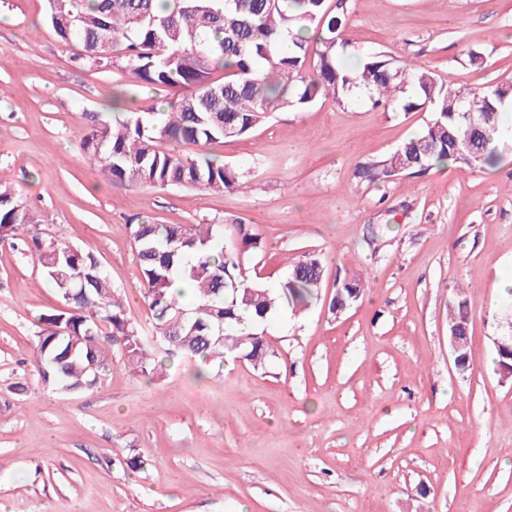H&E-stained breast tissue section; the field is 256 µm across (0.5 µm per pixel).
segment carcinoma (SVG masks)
Instances as JSON below:
<instances>
[{
	"mask_svg": "<svg viewBox=\"0 0 512 512\" xmlns=\"http://www.w3.org/2000/svg\"><path fill=\"white\" fill-rule=\"evenodd\" d=\"M48 20L75 59L91 67H118L148 87L183 91L162 124L129 112L112 99L113 118H97L80 139L82 150L115 183L193 187L210 192L246 189L236 166L188 157L162 143L201 144L245 137L269 115L304 108L319 99L350 105L363 92L373 106L425 110L432 119L384 159L363 164L356 176L380 185L407 172L448 161L470 170L496 166L509 147L492 137L501 110L512 101V83L452 88L426 67L366 52L345 64L346 0H47ZM73 19L69 29L57 17ZM315 58L314 67L308 59ZM480 118L477 129L469 115ZM14 189L0 184V233L31 235L45 284L64 308L38 318L35 370L45 386L67 393L94 387L112 362L152 378L165 354L199 362L197 376L215 361L234 356L259 367L269 357L266 325L283 311L297 313L318 298L323 265L307 253L288 276L267 288L250 282L242 254L261 248V237L239 223L240 246L224 247L222 224L129 225L142 274L140 297L150 312L152 337L127 313L120 294L90 251L44 242ZM190 286L194 302L171 290L174 279ZM363 294L360 278L338 284L334 314ZM470 311L459 298L448 319L462 368L470 366Z\"/></svg>",
	"mask_w": 512,
	"mask_h": 512,
	"instance_id": "cac0c4a2",
	"label": "carcinoma"
}]
</instances>
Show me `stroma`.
Masks as SVG:
<instances>
[{
  "mask_svg": "<svg viewBox=\"0 0 512 512\" xmlns=\"http://www.w3.org/2000/svg\"><path fill=\"white\" fill-rule=\"evenodd\" d=\"M346 61L378 51L455 86L512 82V0H348ZM481 53V63L468 60ZM139 112L178 90L135 87L75 60L46 0H0V181L43 237L94 253L129 316L149 327L131 222L253 225L248 279L275 287L304 253L321 300L267 328L262 367L185 360L147 381L113 367L75 395L31 376L35 324L61 308L27 235L0 242V504L8 512H512V378L495 338L512 329V153L377 186L356 178L420 132L425 111L329 100L280 110L245 138L180 153L245 170L246 193L115 184L80 148L115 88ZM362 300L340 314L338 278ZM464 288L471 366L448 346ZM140 456L141 470L127 458ZM363 294V284L359 277L344 279L336 288V292L330 301V311L333 314L343 311L357 302Z\"/></svg>",
  "mask_w": 512,
  "mask_h": 512,
  "instance_id": "1",
  "label": "stroma"
}]
</instances>
